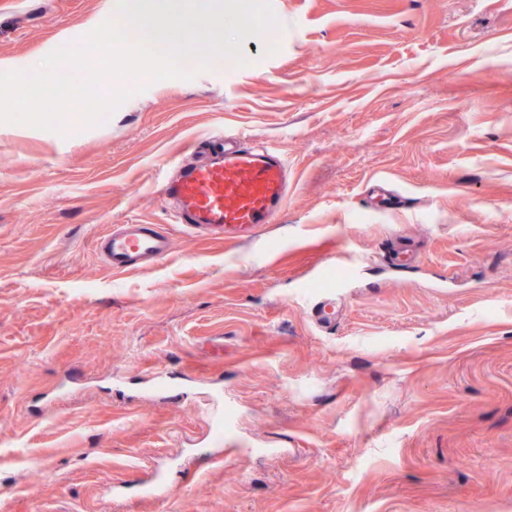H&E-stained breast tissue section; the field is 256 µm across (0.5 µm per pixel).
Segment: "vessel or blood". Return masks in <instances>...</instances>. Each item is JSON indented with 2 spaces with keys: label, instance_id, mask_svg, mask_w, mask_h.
Returning a JSON list of instances; mask_svg holds the SVG:
<instances>
[{
  "label": "vessel or blood",
  "instance_id": "obj_1",
  "mask_svg": "<svg viewBox=\"0 0 512 512\" xmlns=\"http://www.w3.org/2000/svg\"><path fill=\"white\" fill-rule=\"evenodd\" d=\"M290 179L278 149L252 145L245 134L228 127L164 170L162 195L186 230L247 241L284 211ZM97 246L106 266L122 272L162 263L172 242L157 225L119 224ZM342 301L335 289L318 296L311 307L315 324L333 327Z\"/></svg>",
  "mask_w": 512,
  "mask_h": 512
}]
</instances>
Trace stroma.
Returning <instances> with one entry per match:
<instances>
[{"mask_svg":"<svg viewBox=\"0 0 512 512\" xmlns=\"http://www.w3.org/2000/svg\"><path fill=\"white\" fill-rule=\"evenodd\" d=\"M113 2L0 0V64ZM272 6L245 65L66 137L0 123V512H512V0ZM227 126L293 178L244 242L185 234L158 188ZM131 221L173 250L116 274L95 241ZM345 251L325 332L308 306Z\"/></svg>","mask_w":512,"mask_h":512,"instance_id":"1","label":"stroma"}]
</instances>
